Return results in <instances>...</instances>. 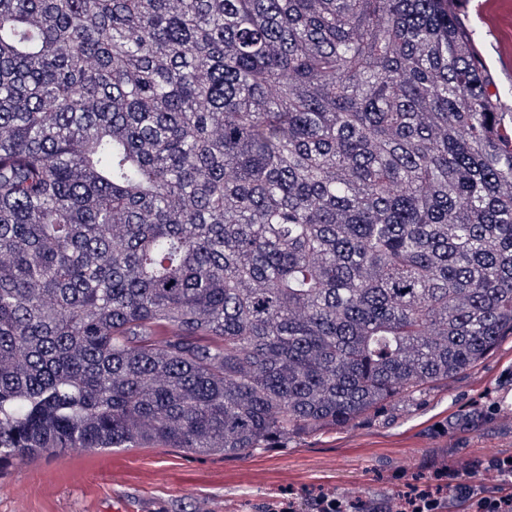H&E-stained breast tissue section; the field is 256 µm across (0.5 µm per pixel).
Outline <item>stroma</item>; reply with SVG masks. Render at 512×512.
Here are the masks:
<instances>
[{
	"instance_id": "35a3bbf8",
	"label": "stroma",
	"mask_w": 512,
	"mask_h": 512,
	"mask_svg": "<svg viewBox=\"0 0 512 512\" xmlns=\"http://www.w3.org/2000/svg\"><path fill=\"white\" fill-rule=\"evenodd\" d=\"M512 455V335L476 367L346 426L237 455L55 449L0 469V512H269L319 493L379 501L436 469Z\"/></svg>"
}]
</instances>
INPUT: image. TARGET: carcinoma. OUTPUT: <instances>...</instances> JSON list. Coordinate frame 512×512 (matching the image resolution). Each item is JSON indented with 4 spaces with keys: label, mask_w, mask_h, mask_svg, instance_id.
<instances>
[{
    "label": "carcinoma",
    "mask_w": 512,
    "mask_h": 512,
    "mask_svg": "<svg viewBox=\"0 0 512 512\" xmlns=\"http://www.w3.org/2000/svg\"><path fill=\"white\" fill-rule=\"evenodd\" d=\"M457 2L0 0V467L269 448L512 334Z\"/></svg>",
    "instance_id": "carcinoma-1"
}]
</instances>
